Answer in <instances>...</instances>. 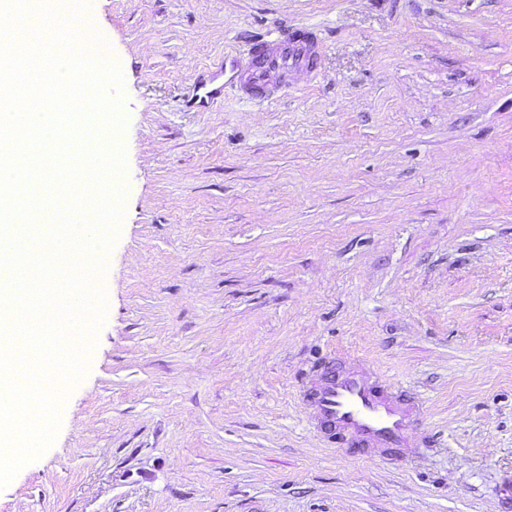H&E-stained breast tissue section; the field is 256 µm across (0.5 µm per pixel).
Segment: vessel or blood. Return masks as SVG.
Wrapping results in <instances>:
<instances>
[{
	"label": "vessel or blood",
	"mask_w": 512,
	"mask_h": 512,
	"mask_svg": "<svg viewBox=\"0 0 512 512\" xmlns=\"http://www.w3.org/2000/svg\"><path fill=\"white\" fill-rule=\"evenodd\" d=\"M323 48L309 27L284 32L258 45L251 64L238 79V91L248 100L272 102L279 92L271 76L288 78L308 66ZM317 379L307 391L315 418L329 437L340 438L353 455L383 458L412 452L421 409L416 398L373 368L339 370L333 359L321 362Z\"/></svg>",
	"instance_id": "vessel-or-blood-1"
}]
</instances>
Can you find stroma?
Masks as SVG:
<instances>
[{
  "mask_svg": "<svg viewBox=\"0 0 512 512\" xmlns=\"http://www.w3.org/2000/svg\"><path fill=\"white\" fill-rule=\"evenodd\" d=\"M124 218L53 445L0 512H512V0H88ZM316 27L314 80L187 108ZM348 355L429 444L359 458L300 393Z\"/></svg>",
  "mask_w": 512,
  "mask_h": 512,
  "instance_id": "stroma-1",
  "label": "stroma"
}]
</instances>
